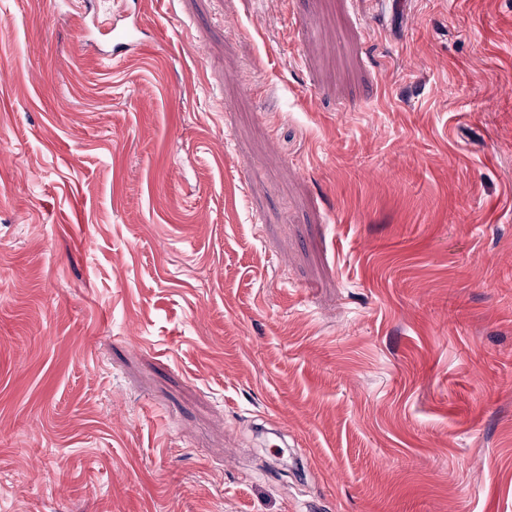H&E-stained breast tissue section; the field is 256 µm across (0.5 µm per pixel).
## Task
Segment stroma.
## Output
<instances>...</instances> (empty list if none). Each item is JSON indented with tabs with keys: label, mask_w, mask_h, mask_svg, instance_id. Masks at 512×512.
Listing matches in <instances>:
<instances>
[{
	"label": "stroma",
	"mask_w": 512,
	"mask_h": 512,
	"mask_svg": "<svg viewBox=\"0 0 512 512\" xmlns=\"http://www.w3.org/2000/svg\"><path fill=\"white\" fill-rule=\"evenodd\" d=\"M0 512H512V0H0ZM99 26L102 27L107 34L112 35L113 52L129 46L133 38L134 31L126 27H118L112 22V16H102L98 20Z\"/></svg>",
	"instance_id": "35a3bbf8"
}]
</instances>
